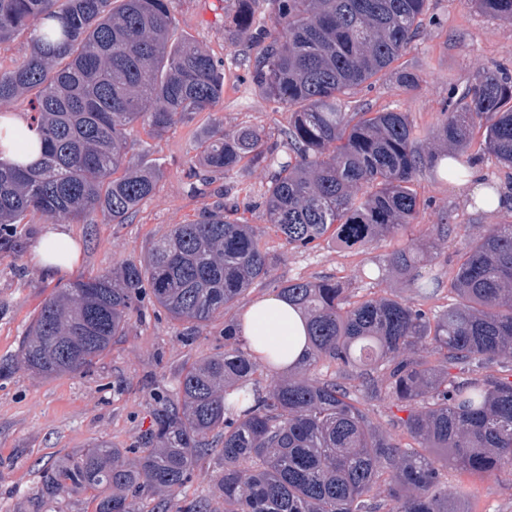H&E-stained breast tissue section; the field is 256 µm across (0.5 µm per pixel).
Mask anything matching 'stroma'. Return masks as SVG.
Returning <instances> with one entry per match:
<instances>
[{"label": "stroma", "mask_w": 512, "mask_h": 512, "mask_svg": "<svg viewBox=\"0 0 512 512\" xmlns=\"http://www.w3.org/2000/svg\"><path fill=\"white\" fill-rule=\"evenodd\" d=\"M225 5V0L169 2L176 35L190 37L222 61L224 97L160 137L150 136L138 123L129 128L133 152L148 151L161 165L156 194L128 223L112 224L96 213L84 223L70 224L80 253L61 277H44L34 261L33 246L48 223L38 213L20 225L16 255L0 259V512H26L40 494L43 468L90 444L105 441L139 450L158 399L177 392L188 367L224 349L223 320L190 334L184 324L150 306L131 317L125 336L86 373L45 377L18 363L28 327L57 288L141 256L171 225L195 221L204 210L223 204L225 189L236 190L239 215L260 224L268 170L245 165L225 176L208 172L201 158V144L213 123L227 130L252 126L271 138L288 124L287 109L262 98L248 83L244 62L255 44H225ZM399 64L418 76L415 88H401L388 71L372 87H360L344 109L406 112L420 129L419 147L425 150L437 139L452 91L463 90L484 68L512 72V22L481 12L472 0H430L420 34ZM475 170L503 195L499 208L476 207L445 175L426 169L414 185L421 202L414 223L365 248H347L325 237L315 248L293 250L273 230H265L262 241L273 259V282L331 278L359 296L398 295L433 311L455 304L451 282L468 236L487 224H512V166L487 155ZM440 224H455L459 230L423 262L424 276L438 280L439 288L421 297L388 266L387 257L407 243L434 239ZM272 284L253 285L245 302L271 294ZM444 475L449 491H464L469 512H512V465L481 478L455 468L445 469Z\"/></svg>", "instance_id": "obj_1"}]
</instances>
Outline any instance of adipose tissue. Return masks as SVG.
Here are the masks:
<instances>
[{"label":"adipose tissue","instance_id":"obj_1","mask_svg":"<svg viewBox=\"0 0 512 512\" xmlns=\"http://www.w3.org/2000/svg\"><path fill=\"white\" fill-rule=\"evenodd\" d=\"M38 136L28 121L16 115L0 118V151L10 157L32 161L34 153L25 152V144L37 142ZM36 263L44 273L67 272L76 257L70 231L61 224L46 227L33 247ZM239 331L256 360L272 359L278 367L294 366L306 349L304 316L283 297L270 294L248 305L241 313Z\"/></svg>","mask_w":512,"mask_h":512}]
</instances>
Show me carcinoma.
Returning <instances> with one entry per match:
<instances>
[{
    "instance_id": "obj_1",
    "label": "carcinoma",
    "mask_w": 512,
    "mask_h": 512,
    "mask_svg": "<svg viewBox=\"0 0 512 512\" xmlns=\"http://www.w3.org/2000/svg\"><path fill=\"white\" fill-rule=\"evenodd\" d=\"M271 26H255L251 0H233L224 42L260 41L250 83L288 108L281 131L293 158L281 162L250 126L213 127L204 164L229 174L269 169L263 218L291 249L328 232L364 247L413 223L414 182L437 166L408 114L345 112L343 98L389 69L418 36L428 0H272ZM512 21V0H473ZM168 0H0V49L30 27L29 56L0 73V110L32 95L30 124L43 153L31 166L0 162V247L10 250L30 213L78 223L101 213L125 224L151 198L161 169L131 154L127 128L161 136L224 96V73L189 38L172 41ZM512 164V75L483 69L460 93L439 138ZM421 249L406 244L389 264L420 294ZM271 260L257 226L235 203L174 224L138 259L83 277L47 298L28 327L22 365L40 375L79 374L125 335L130 316L158 306L192 328L226 315ZM308 319L309 348L297 375L252 386L275 365L226 349L183 373L177 398L153 410L141 455L102 441L44 470L30 512L67 488L91 492L94 512H467L448 493V467L485 476L512 464V381L484 373L512 356V224H488L461 256L459 301L432 313L400 296L353 299L343 283L276 285ZM321 361L339 377L312 378ZM388 397L405 448L352 397ZM221 440L224 469L211 493L174 501ZM385 486V499L373 491ZM152 502L145 509L144 502Z\"/></svg>"
}]
</instances>
